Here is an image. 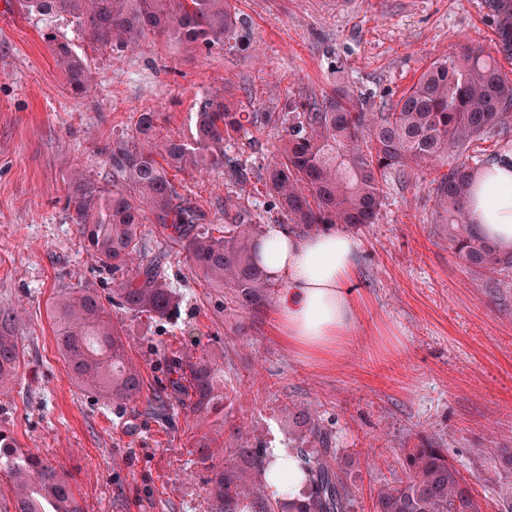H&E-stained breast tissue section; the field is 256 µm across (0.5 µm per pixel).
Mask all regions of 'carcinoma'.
Here are the masks:
<instances>
[{"instance_id": "obj_1", "label": "carcinoma", "mask_w": 512, "mask_h": 512, "mask_svg": "<svg viewBox=\"0 0 512 512\" xmlns=\"http://www.w3.org/2000/svg\"><path fill=\"white\" fill-rule=\"evenodd\" d=\"M28 13L66 14L87 39L134 48L149 32L189 52L230 43L243 25L231 0H22ZM495 52L512 55V0H501ZM72 89L90 88V70L71 43L54 30L42 34ZM289 112H238L218 95L197 102L189 139L160 136L157 113H140L131 142L112 149V188L78 178L72 203L76 223L102 266L114 274L112 300L119 312L170 319L178 296L165 274L164 257L142 254L143 208L163 233L179 242L189 262L216 293L215 309L256 316L270 304L272 283L255 263L254 242L265 225L253 210L232 199L233 188L250 181L235 157L233 135L250 128L285 127L277 159L265 168L263 190L277 209L276 222L291 232L325 226L360 228L375 222L383 201V178L434 167L447 171L430 184L448 228V242L468 268L494 274L512 269L469 221L465 198L473 173L497 154L469 153L473 143L496 137L512 123V78L497 59L469 51L425 69L398 100L379 106L338 82L319 98L299 97ZM223 170L228 195L224 223L214 224L201 207L184 198L169 171ZM58 350L71 380L115 406L135 400L143 380L128 357L120 330L92 288L57 296L51 303ZM16 313L0 309V391L11 385L21 363ZM211 359L174 357L167 375L174 392L190 389L184 406L207 415L229 395L220 387ZM302 440H319L320 430L305 407L289 411ZM265 448L256 439L230 449L215 464L206 444L195 448L193 464L208 472L210 512H352L353 494L321 452L296 449L308 477L303 496L273 499L259 479ZM407 480L376 491L375 512H484L474 490L448 461L447 450L430 440L405 456ZM0 479L12 493L4 512H83L72 476L39 454L17 446L0 432Z\"/></svg>"}]
</instances>
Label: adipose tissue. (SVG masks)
Here are the masks:
<instances>
[{
	"label": "adipose tissue",
	"instance_id": "1",
	"mask_svg": "<svg viewBox=\"0 0 512 512\" xmlns=\"http://www.w3.org/2000/svg\"><path fill=\"white\" fill-rule=\"evenodd\" d=\"M466 210L500 252H512V163L482 169L470 184ZM363 242L340 230L296 236L279 225L259 241L257 260L267 277L281 284L278 334L289 347L327 358L344 346L354 325L358 294L355 259ZM263 481L275 494L296 497L307 487L296 453L276 442L265 451Z\"/></svg>",
	"mask_w": 512,
	"mask_h": 512
}]
</instances>
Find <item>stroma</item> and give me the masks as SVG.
Instances as JSON below:
<instances>
[{
    "mask_svg": "<svg viewBox=\"0 0 512 512\" xmlns=\"http://www.w3.org/2000/svg\"><path fill=\"white\" fill-rule=\"evenodd\" d=\"M232 2L249 22L238 50L188 54L151 34L133 52L99 47L68 15L0 0V308L17 310L23 353L17 380L0 392V432L67 471L84 512H208L207 473L191 462L196 443L223 460L240 430L267 444L287 439L288 409L302 405L328 437L353 512H374L375 490L405 480V452L423 439L447 448L485 512H501L495 459L512 452V270L485 276L463 266L422 178L387 175L376 222L355 231L364 243L359 309L341 356L309 360L289 349L272 306L250 319L248 337L236 336L238 314L215 312L207 282L150 217L144 252L165 255L179 309L174 321L114 318L142 372L141 397L117 408L68 376L51 302L73 288L104 298L112 288L75 222L74 176L111 187L110 153L131 140L140 112H158L161 135L185 139L196 102L211 92L241 112L277 113L342 79L392 102L433 62L491 50L497 39L492 0ZM49 28L90 65L89 92L70 88L42 38ZM284 134H250L238 159L269 164ZM172 179L223 223V173ZM200 355L223 369L230 402L196 416L174 399L168 419L153 416L150 401L168 392V360Z\"/></svg>",
    "mask_w": 512,
    "mask_h": 512,
    "instance_id": "obj_1",
    "label": "stroma"
}]
</instances>
